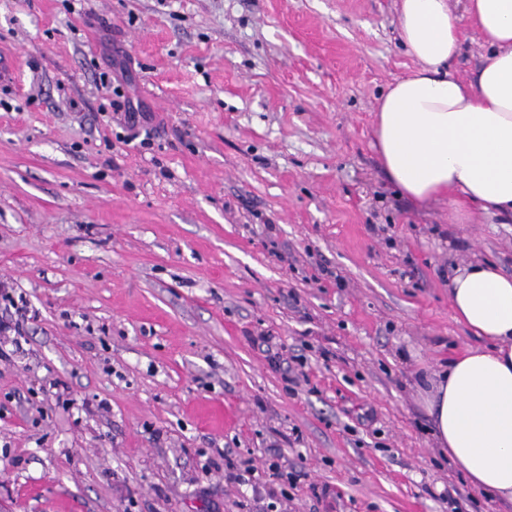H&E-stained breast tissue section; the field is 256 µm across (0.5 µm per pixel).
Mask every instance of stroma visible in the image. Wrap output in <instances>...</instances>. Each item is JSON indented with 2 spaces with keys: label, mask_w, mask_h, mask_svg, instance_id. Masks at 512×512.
<instances>
[{
  "label": "stroma",
  "mask_w": 512,
  "mask_h": 512,
  "mask_svg": "<svg viewBox=\"0 0 512 512\" xmlns=\"http://www.w3.org/2000/svg\"><path fill=\"white\" fill-rule=\"evenodd\" d=\"M117 51L154 116L126 141ZM0 57V281L38 313L0 361V512H449L467 483L414 381L478 346L448 281L511 275L512 223L387 180L396 0H0ZM276 443L306 481L269 478ZM252 341L261 347L262 351L265 352L267 361L274 367L282 369L286 374V381H288V388L291 390L292 387L289 385L299 386L300 381H308V376L302 368H304V361L301 355L288 357V350L283 344H280L279 349L275 352L272 348V338L270 336L260 335L256 338H252ZM266 346V349H263ZM295 363L296 365H293Z\"/></svg>",
  "instance_id": "1"
}]
</instances>
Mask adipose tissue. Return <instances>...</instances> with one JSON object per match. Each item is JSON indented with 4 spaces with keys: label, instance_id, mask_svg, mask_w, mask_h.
I'll use <instances>...</instances> for the list:
<instances>
[{
    "label": "adipose tissue",
    "instance_id": "adipose-tissue-1",
    "mask_svg": "<svg viewBox=\"0 0 512 512\" xmlns=\"http://www.w3.org/2000/svg\"><path fill=\"white\" fill-rule=\"evenodd\" d=\"M401 42L417 62L377 108L376 146L390 183L415 205L448 199L512 220V0H399ZM488 52L461 80L450 63L468 31ZM453 319L484 348L422 375L433 438L479 492L512 503V275L486 260L448 283Z\"/></svg>",
    "mask_w": 512,
    "mask_h": 512
}]
</instances>
